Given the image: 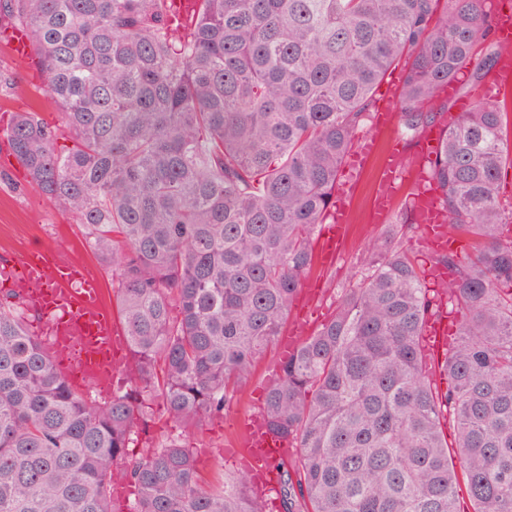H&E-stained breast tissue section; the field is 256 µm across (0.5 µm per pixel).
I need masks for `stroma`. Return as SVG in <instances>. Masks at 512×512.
<instances>
[{"instance_id":"stroma-1","label":"stroma","mask_w":512,"mask_h":512,"mask_svg":"<svg viewBox=\"0 0 512 512\" xmlns=\"http://www.w3.org/2000/svg\"><path fill=\"white\" fill-rule=\"evenodd\" d=\"M0 130L6 129L13 113L32 111L47 122L58 120V108L44 92V76L37 55L20 61L12 57L0 43ZM378 162L369 159L349 202L352 232L335 265L321 278L325 297L311 319L321 325L336 310L339 297L350 285L349 272L362 268L374 258L383 242L386 227L370 221ZM0 237L6 238L12 249L26 250L46 243L65 247L90 272L98 276L104 289H111L112 274L86 246L83 228L74 217L61 214L43 195L28 186L23 169L12 155L7 141L0 137ZM282 355L278 346H270L242 385L234 402L226 408L223 419L214 421L199 433L184 429L171 420L160 402H150L152 427L149 434H136L129 444V457L141 455L146 436L183 440L192 448L203 479L219 485L239 478L242 465L231 449L240 437L239 420L261 409L266 389L279 374Z\"/></svg>"}]
</instances>
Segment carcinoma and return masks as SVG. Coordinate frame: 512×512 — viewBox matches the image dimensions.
I'll use <instances>...</instances> for the list:
<instances>
[{"label": "carcinoma", "mask_w": 512, "mask_h": 512, "mask_svg": "<svg viewBox=\"0 0 512 512\" xmlns=\"http://www.w3.org/2000/svg\"><path fill=\"white\" fill-rule=\"evenodd\" d=\"M0 0L28 30L61 125L17 112L6 129L28 184L76 218L112 267L139 375L87 402L0 298V512H265L243 477L202 479L191 448H125L151 397L187 428L224 416L281 335L315 265L336 182L375 86L402 66L399 126L415 136L451 105L441 86L504 47L486 0ZM505 104L483 98L443 131L431 174L448 234L435 290L403 251V214L351 273L333 317L279 364L262 410L296 453L279 465L284 512H512V165ZM76 141L57 150L61 129ZM180 318L171 316L172 305ZM454 315L442 357L427 324Z\"/></svg>", "instance_id": "carcinoma-1"}]
</instances>
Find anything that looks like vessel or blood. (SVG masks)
<instances>
[{"label": "vessel or blood", "instance_id": "vessel-or-blood-1", "mask_svg": "<svg viewBox=\"0 0 512 512\" xmlns=\"http://www.w3.org/2000/svg\"><path fill=\"white\" fill-rule=\"evenodd\" d=\"M494 20L495 36L507 51L496 65L493 82L507 86L512 84V7L504 0H498ZM0 39L9 44L15 57L23 60L29 56L30 39L24 29L12 27L1 31ZM397 99V88H390L350 167L362 169L367 158L381 153L374 222H386L395 200L407 196L426 245L444 250L448 247L447 214L442 205V193L427 170V162L437 151L439 140L426 136L412 161H405L400 148L394 145V132L398 127L394 110ZM348 188V181L337 183L339 199L318 233L315 251L320 266L335 264L350 232L351 214L344 201ZM0 282L21 291L26 304L39 312L54 366L72 385L91 389L98 400L107 401L112 397V380L116 374L134 376L128 336L111 302L107 301L98 277L84 271L70 256L55 247L13 252L10 262L0 267ZM321 294L316 278L304 280L299 293L301 312L288 333L279 340L284 355H293L309 336L308 313L315 310ZM240 426L243 439L235 453L242 458L256 494L270 496L279 486L277 465L292 455L293 450L288 442L276 440L269 434L263 413L244 417Z\"/></svg>", "mask_w": 512, "mask_h": 512}]
</instances>
